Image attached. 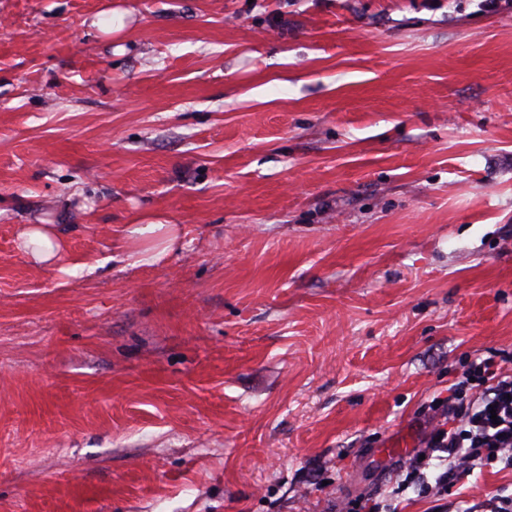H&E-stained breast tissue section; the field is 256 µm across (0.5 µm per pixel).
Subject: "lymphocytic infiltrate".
I'll return each instance as SVG.
<instances>
[{"instance_id":"obj_1","label":"lymphocytic infiltrate","mask_w":512,"mask_h":512,"mask_svg":"<svg viewBox=\"0 0 512 512\" xmlns=\"http://www.w3.org/2000/svg\"><path fill=\"white\" fill-rule=\"evenodd\" d=\"M443 420L425 437L426 451L447 455L448 466L429 482L428 460L412 458L405 468V483L422 493L444 491L458 474L475 465L498 462L512 468V370L494 357L473 362L448 387V397L439 401Z\"/></svg>"}]
</instances>
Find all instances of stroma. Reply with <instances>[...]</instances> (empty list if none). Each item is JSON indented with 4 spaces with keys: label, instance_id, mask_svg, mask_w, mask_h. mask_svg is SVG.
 <instances>
[{
    "label": "stroma",
    "instance_id": "stroma-1",
    "mask_svg": "<svg viewBox=\"0 0 512 512\" xmlns=\"http://www.w3.org/2000/svg\"><path fill=\"white\" fill-rule=\"evenodd\" d=\"M492 352L512 0H0V512H350ZM18 238L32 261L47 267L55 264L65 243L54 224H25Z\"/></svg>",
    "mask_w": 512,
    "mask_h": 512
}]
</instances>
